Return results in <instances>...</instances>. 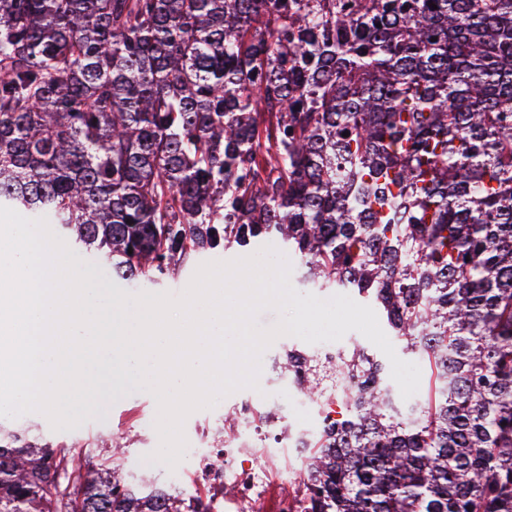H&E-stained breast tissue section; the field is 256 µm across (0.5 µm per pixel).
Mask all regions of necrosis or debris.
<instances>
[{
	"label": "necrosis or debris",
	"instance_id": "necrosis-or-debris-1",
	"mask_svg": "<svg viewBox=\"0 0 512 512\" xmlns=\"http://www.w3.org/2000/svg\"><path fill=\"white\" fill-rule=\"evenodd\" d=\"M264 373L262 393L238 406L223 446L201 436L192 440L204 454L193 479L176 486L185 505L201 499L213 512H300L303 475L283 459L319 429V402L289 396L287 380L272 365H265Z\"/></svg>",
	"mask_w": 512,
	"mask_h": 512
}]
</instances>
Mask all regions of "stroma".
<instances>
[{
    "label": "stroma",
    "instance_id": "stroma-1",
    "mask_svg": "<svg viewBox=\"0 0 512 512\" xmlns=\"http://www.w3.org/2000/svg\"><path fill=\"white\" fill-rule=\"evenodd\" d=\"M239 256L240 253L236 250L197 255L187 260L174 276L162 283H129L125 289L131 293L148 291L177 295L188 286L201 264L210 261H229ZM238 400V394L234 393L221 400L214 408L191 413L184 423L185 436L192 437L204 433L214 438L219 437L224 430L225 414L235 408ZM157 413V403L151 394L128 385L100 400L93 418L72 431L53 430L49 420L39 413L8 419L7 424L11 427H34L46 440L54 443L63 442L74 453L93 463L108 454L107 449L99 445L102 438L110 435L122 438L125 443L122 455L125 472L132 478L144 476L156 485L165 486L171 480V471L149 459L150 453L159 445V437L154 428Z\"/></svg>",
    "mask_w": 512,
    "mask_h": 512
}]
</instances>
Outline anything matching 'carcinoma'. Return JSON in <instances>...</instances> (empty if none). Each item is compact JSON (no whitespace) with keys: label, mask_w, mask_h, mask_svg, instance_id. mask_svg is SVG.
Listing matches in <instances>:
<instances>
[{"label":"carcinoma","mask_w":512,"mask_h":512,"mask_svg":"<svg viewBox=\"0 0 512 512\" xmlns=\"http://www.w3.org/2000/svg\"><path fill=\"white\" fill-rule=\"evenodd\" d=\"M0 206L120 281L282 245L430 372L288 351L305 512H512V0H0ZM118 460L0 423V512H180ZM377 317H378L379 323L381 325V328L383 329V331L387 335L388 339L392 343V345H393V347L395 349V352L398 355V357L401 358L404 361L414 362V363H416L420 367L421 378H420L419 389H418L417 393L415 395H413L411 398H409L408 400H403L402 397H401L402 405L403 406H407L408 404H412V403H416V402L421 401L423 399V396H424L426 390H427L428 382H429V372H428L427 367L418 358H416V357H414L412 355L405 354L403 352V350H402L403 343L401 341L397 340L395 336H392L388 332V330L384 326V324H383V322H382V320H381V318H380V316L378 314H377Z\"/></svg>","instance_id":"1"}]
</instances>
